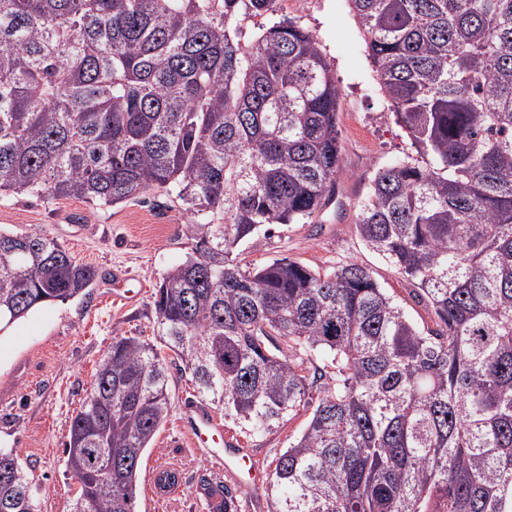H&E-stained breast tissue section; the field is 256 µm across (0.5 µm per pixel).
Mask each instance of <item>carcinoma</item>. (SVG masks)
Listing matches in <instances>:
<instances>
[{
	"label": "carcinoma",
	"mask_w": 512,
	"mask_h": 512,
	"mask_svg": "<svg viewBox=\"0 0 512 512\" xmlns=\"http://www.w3.org/2000/svg\"><path fill=\"white\" fill-rule=\"evenodd\" d=\"M275 2L0 0V197L175 194L196 247L154 307L199 394L260 437L324 392L269 474L271 512H512V0H350L423 156L378 169L355 229L432 307L423 329L355 261L240 266L341 173L320 42L249 25ZM96 277L41 228L0 231V332ZM170 408L160 350L113 337L70 421V512H137ZM0 512H37L14 448Z\"/></svg>",
	"instance_id": "obj_1"
}]
</instances>
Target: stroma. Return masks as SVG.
I'll use <instances>...</instances> for the list:
<instances>
[{
  "instance_id": "35a3bbf8",
  "label": "stroma",
  "mask_w": 512,
  "mask_h": 512,
  "mask_svg": "<svg viewBox=\"0 0 512 512\" xmlns=\"http://www.w3.org/2000/svg\"><path fill=\"white\" fill-rule=\"evenodd\" d=\"M295 21L319 40L340 89L342 171L330 204L306 222L278 224L244 243L240 258L256 266L289 258L325 269L356 261L419 325L434 317L417 289L404 280L356 233L358 206L376 171L419 153L374 79L365 43L348 0H305ZM186 217L169 196L145 193L114 207L81 200L47 201L17 196L0 200V230L46 229L97 277L85 293L45 305L0 332V448L16 449L36 496L38 512H68L77 483L65 465L69 423L90 389L113 337L139 336L159 344L152 295L163 276L192 255L195 242L183 231ZM125 297L112 301L113 287ZM171 393L168 421L142 461L139 512H207L202 482L210 475L204 456L179 432L185 401L196 398L190 371L167 353ZM312 413L305 407L276 432L245 440L263 467L303 431ZM158 466L180 469L183 488L157 496L147 474Z\"/></svg>"
}]
</instances>
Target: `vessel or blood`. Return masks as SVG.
<instances>
[{"label":"vessel or blood","mask_w":512,"mask_h":512,"mask_svg":"<svg viewBox=\"0 0 512 512\" xmlns=\"http://www.w3.org/2000/svg\"><path fill=\"white\" fill-rule=\"evenodd\" d=\"M178 427L186 433L193 447L204 450L214 460L219 476L246 492H256L267 480L249 449L238 447L227 436L218 416L206 403H186L178 419Z\"/></svg>","instance_id":"1"}]
</instances>
